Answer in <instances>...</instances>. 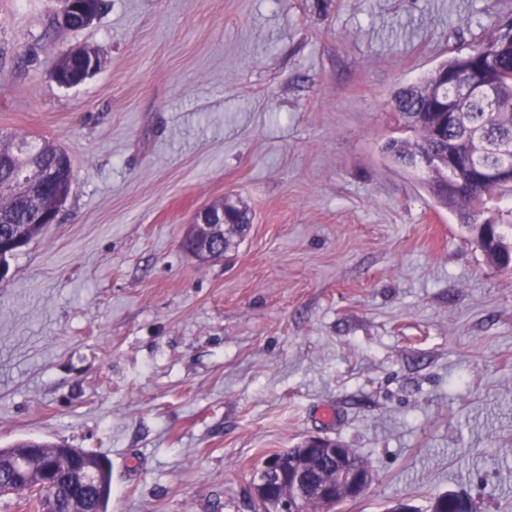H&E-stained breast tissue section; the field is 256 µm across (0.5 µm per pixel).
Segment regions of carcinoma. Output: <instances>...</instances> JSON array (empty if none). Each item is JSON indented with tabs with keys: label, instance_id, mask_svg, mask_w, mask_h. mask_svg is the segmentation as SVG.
I'll use <instances>...</instances> for the list:
<instances>
[{
	"label": "carcinoma",
	"instance_id": "carcinoma-1",
	"mask_svg": "<svg viewBox=\"0 0 512 512\" xmlns=\"http://www.w3.org/2000/svg\"><path fill=\"white\" fill-rule=\"evenodd\" d=\"M105 8L104 0H75L69 5L72 15V28L78 30L82 26L85 14L99 16ZM479 56L484 70L492 75H500L501 86L494 107L487 109L481 102L472 99L463 92L462 77L460 84L455 86L453 94L460 103L461 110L468 116L481 120L492 132L505 134L512 138V36L503 35L499 30V22L490 25L487 33L469 47L464 53L452 55L442 61L430 73L417 83L402 88L394 94L392 109L397 114L399 136L392 137L381 146L383 156L395 165L411 169L426 176L427 188L436 203L457 217L459 222H467V231L473 230L479 216L492 197L500 192L512 193V185H502L492 189H484L469 183L466 173H461L465 188L456 197H450L440 188L442 173L431 168L416 158L426 157L447 150L448 140L461 136L456 131L443 133L442 139L435 138L439 116L436 106L439 103L438 91L444 84V78L450 71L467 72L468 64L473 56ZM56 82L65 86L71 83L80 61L71 57V51L59 50L55 56ZM60 147L48 139H36L23 134L0 135V183L11 177L12 171L19 168L26 178L38 189L24 198L12 197L0 192V242L5 245L9 255L1 256L0 262H8L20 249L22 241H31L39 236L44 225L36 223L37 214L41 211L50 212L60 197H68L73 183V169L69 162L64 163L57 175L47 180L46 170L60 162ZM239 223L229 227L225 234L227 239L218 245L206 238H195L194 229H189L184 239V247L199 261L207 262L224 255L233 244V236L242 234L250 222L248 213L243 208H234ZM487 246L489 252L498 254L507 252L509 245L505 236H496V229L487 227ZM59 445L38 439H24L8 448L0 449V482L11 484L10 494L24 497L31 512H41L42 492L36 482L17 477L16 461L25 455L31 469L38 464L50 461L55 465L53 477L60 485L65 484L71 475L69 461L59 455ZM112 491L111 470L102 468L99 471L98 484L93 492L80 495L82 504H73V495L64 493L59 498L58 512H107L108 501Z\"/></svg>",
	"mask_w": 512,
	"mask_h": 512
}]
</instances>
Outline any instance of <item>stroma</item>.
<instances>
[{"label": "stroma", "instance_id": "stroma-1", "mask_svg": "<svg viewBox=\"0 0 512 512\" xmlns=\"http://www.w3.org/2000/svg\"><path fill=\"white\" fill-rule=\"evenodd\" d=\"M0 0V133L70 155L56 223L0 282V448L112 468L108 512H252L270 452L327 437L374 483L336 512H512V272L385 161L394 93L512 0ZM101 69L72 88L55 48ZM251 223L183 247L198 208ZM69 3L70 0H63ZM104 0H77L73 4H68V7L72 15V28L78 30L82 28V22L85 13L98 17L105 8ZM82 7L85 11H79ZM58 25L60 28L65 30H71L69 19L66 14L60 12L58 15ZM233 225L234 226H230L225 231L227 239L222 241L221 246L214 241L207 240L206 237L196 239L194 229L191 227L185 236L184 247L201 262H207L213 258L222 256L224 255V250H229L232 247L233 236L241 235L248 227V224Z\"/></svg>", "mask_w": 512, "mask_h": 512}]
</instances>
